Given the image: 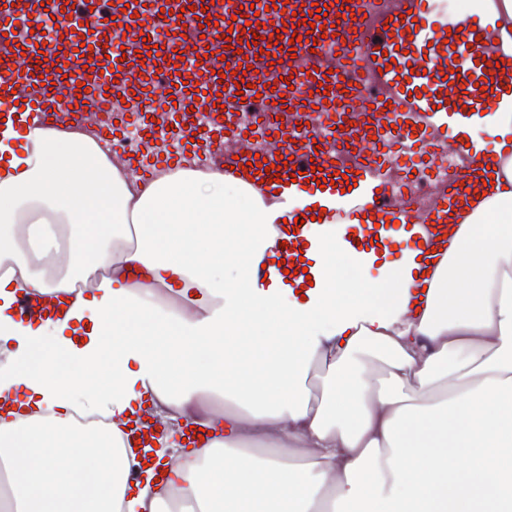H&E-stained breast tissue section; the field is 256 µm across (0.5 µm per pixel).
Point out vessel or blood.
I'll return each mask as SVG.
<instances>
[{
    "instance_id": "b4317fda",
    "label": "vessel or blood",
    "mask_w": 512,
    "mask_h": 512,
    "mask_svg": "<svg viewBox=\"0 0 512 512\" xmlns=\"http://www.w3.org/2000/svg\"><path fill=\"white\" fill-rule=\"evenodd\" d=\"M41 2L0 0V105L7 108L6 120L19 126L52 115L79 122L87 113L101 111L106 130L115 133L125 114L113 110L112 94L132 93L147 102L159 98L179 142L178 152L163 157V164L178 165L186 154L208 162L215 141L243 133L228 119L233 104L222 108L211 105L210 89L220 75L210 67L209 58L220 51L230 70L236 71L238 84L244 86V99L262 96L275 103L280 112L301 111L310 96L325 103L332 112L342 102L356 100L364 115L388 113L393 125L384 137L374 140L369 130H362L369 153L358 160H347L340 152L330 159L318 158L316 132L295 130L285 134L279 125L272 124L267 128L270 137L288 138L285 154L267 158L268 163L279 166V182L263 181L250 155H240L234 161V168L243 169L248 181L266 197L278 190L316 188L318 180L332 178L336 173L356 179L341 202L321 196L313 201L311 209L289 211L287 243L270 251L265 267L254 269L252 276L257 284L270 283L276 260H283L286 269H301L300 259L305 252L300 237L302 222L314 210L323 211L326 222L343 225V239L351 247L373 246L377 258L390 253L391 229L397 222L405 226L409 240L418 243L422 260L439 258L443 238L454 231L448 213L467 203V194L448 189L435 208L419 218L408 209L386 204L388 185L383 168L393 145L424 154L431 149L432 135L455 139V128L448 122L449 100H461L469 108L481 109L493 98L499 77L492 74L487 62L475 65V55L486 56L488 61L497 50L492 41H476L472 28L459 33L458 55H449L441 36L448 28L447 19L433 13L429 0H397L395 9L367 14L357 11L351 0H214L210 20L202 23L195 19L183 21L177 0H128L130 10L137 13L130 21L134 27L168 11L165 41L171 50L163 57L149 54L139 44L128 48L122 57L102 55L98 48L102 30L91 32L70 22L76 0H54L61 50L47 59L41 54L42 41L25 39L17 33L18 20L40 16ZM317 3L329 8L319 27H310L306 22L289 23L288 14L295 6H302L309 13ZM255 10L262 12L264 21L282 30V38L254 41L245 18ZM187 41L197 42L200 59L193 70L182 71L177 67V56ZM330 42L340 60L334 71L309 73L289 67L291 57H304L311 48L321 49ZM357 55L365 58L376 89L373 97H364L361 83L344 77V63ZM270 58L282 61L280 73L267 69ZM20 101L25 104L21 111L16 108ZM197 102L209 104L211 111L205 130L195 133L188 129L187 122ZM295 170L301 172V179H292ZM366 213L380 217L381 225L362 222Z\"/></svg>"
}]
</instances>
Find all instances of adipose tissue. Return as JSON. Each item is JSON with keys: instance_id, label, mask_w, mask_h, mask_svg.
<instances>
[{"instance_id": "obj_1", "label": "adipose tissue", "mask_w": 512, "mask_h": 512, "mask_svg": "<svg viewBox=\"0 0 512 512\" xmlns=\"http://www.w3.org/2000/svg\"><path fill=\"white\" fill-rule=\"evenodd\" d=\"M430 3L512 55V0ZM456 121L491 183L434 273L315 220L299 291L253 281L284 206L239 176L132 179L94 131L0 129V512H512V86ZM20 290L54 314L22 319ZM146 399L168 449L216 435L161 485L127 481Z\"/></svg>"}]
</instances>
